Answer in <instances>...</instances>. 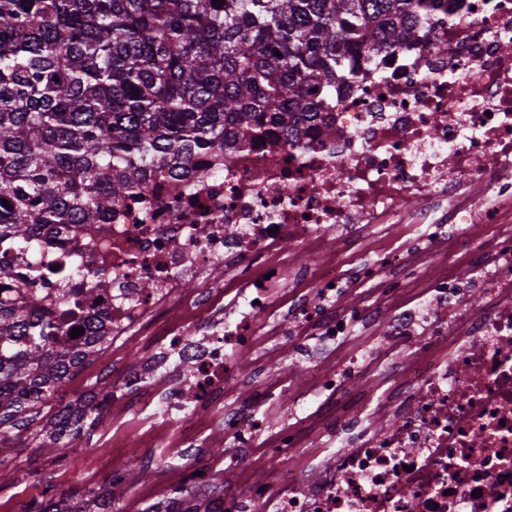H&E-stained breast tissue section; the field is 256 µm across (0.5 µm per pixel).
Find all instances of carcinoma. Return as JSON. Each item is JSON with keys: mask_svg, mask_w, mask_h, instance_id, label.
<instances>
[{"mask_svg": "<svg viewBox=\"0 0 512 512\" xmlns=\"http://www.w3.org/2000/svg\"><path fill=\"white\" fill-rule=\"evenodd\" d=\"M444 2L0 0V243L101 224L160 169L202 178L215 151L297 136L331 111L353 51H395ZM102 329L61 345L37 297L0 306V436L102 349ZM111 397L68 417L72 447ZM199 509L180 494L165 512ZM34 512H112V498Z\"/></svg>", "mask_w": 512, "mask_h": 512, "instance_id": "cac0c4a2", "label": "carcinoma"}]
</instances>
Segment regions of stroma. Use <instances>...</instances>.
I'll return each instance as SVG.
<instances>
[{
  "mask_svg": "<svg viewBox=\"0 0 512 512\" xmlns=\"http://www.w3.org/2000/svg\"><path fill=\"white\" fill-rule=\"evenodd\" d=\"M415 237L416 224L411 219L383 225L378 233L358 237L353 257L341 269L353 289L337 298V308L375 302V293L358 285L361 258L380 257L383 269H391ZM205 317V310L191 308L162 314L130 346L104 345L81 367L73 369L61 387L62 393L85 401L96 396L104 384L119 385L161 345L169 327L185 319L201 321ZM388 322V316H381L374 324L373 336H354L346 342L347 350H362L370 359L361 380L351 381L346 387L347 410H359L384 389L395 386V379L384 372V365L409 358L420 345L416 339L393 350L379 345L378 338L385 335ZM267 347V339L262 336L255 349L233 353L235 378L245 380L266 361L273 380L283 386L285 393L294 395L310 388L319 375L333 368L330 358L322 362L294 355L270 359L266 356ZM165 384L162 377L140 384L132 398H121L113 408L104 409L93 423L89 444L79 450L73 449L65 436L57 440L53 451L41 449L33 433L56 418L58 408L52 400L37 407L32 413V429L13 431L11 437L0 441V512H28L30 507L59 496L76 502L101 493L116 479L123 489L121 512H147L152 505L172 496L184 474L201 466L212 472L209 492L214 497L243 498L263 483L272 449L233 448L231 434L223 431L215 413L203 421V439L195 447L140 445L139 436L146 429L157 395Z\"/></svg>",
  "mask_w": 512,
  "mask_h": 512,
  "instance_id": "obj_1",
  "label": "stroma"
}]
</instances>
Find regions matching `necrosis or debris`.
<instances>
[{
    "mask_svg": "<svg viewBox=\"0 0 512 512\" xmlns=\"http://www.w3.org/2000/svg\"><path fill=\"white\" fill-rule=\"evenodd\" d=\"M419 22L420 40L392 56L351 55L352 76L328 121L300 137L218 155L206 178L159 172L94 231L69 224L26 252L0 244V280L29 273L8 301L40 296L66 344L73 328L90 330L101 317L123 343L176 300L209 310L205 322L169 330L130 378L135 385L189 363L160 398L189 448L200 416L224 405L230 352L251 346L285 286L317 283L324 302L296 303L276 336L336 346L373 322V308L333 310L347 290L336 267L358 230L392 223L409 205L420 210V237L438 263L423 294L391 310L389 344L424 340L398 367V385L377 398L396 424L344 413L340 388L366 363L349 355L302 398L314 415L334 419L338 450L319 462V478L266 486L225 512H261L269 501L275 512H512V0H450L447 12ZM464 189L492 206L478 209ZM475 223L498 225L499 237L456 253L479 271L485 306L471 312L457 304L467 278L442 263L449 227L463 237ZM298 253L315 265L293 270L285 259ZM218 266L230 287L224 307L207 285ZM102 270L112 286L92 290ZM187 279L205 286L184 297ZM267 397L235 398L223 424L239 446H256Z\"/></svg>",
    "mask_w": 512,
    "mask_h": 512,
    "instance_id": "1",
    "label": "necrosis or debris"
}]
</instances>
